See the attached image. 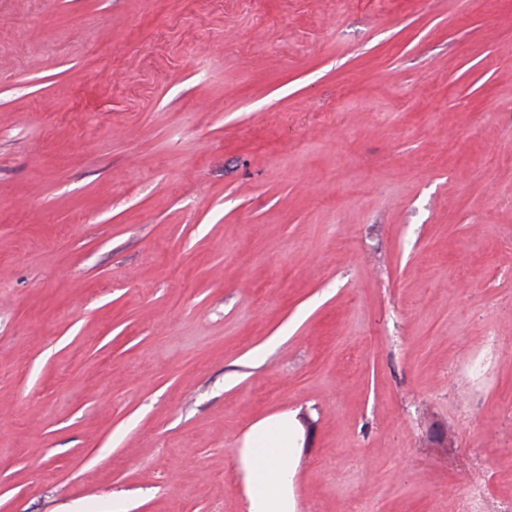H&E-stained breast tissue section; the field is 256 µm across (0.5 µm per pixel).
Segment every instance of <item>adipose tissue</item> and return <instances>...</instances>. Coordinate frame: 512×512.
<instances>
[{"label":"adipose tissue","mask_w":512,"mask_h":512,"mask_svg":"<svg viewBox=\"0 0 512 512\" xmlns=\"http://www.w3.org/2000/svg\"><path fill=\"white\" fill-rule=\"evenodd\" d=\"M294 431L295 420L286 412L261 419L248 431L241 462L249 512H294L289 467Z\"/></svg>","instance_id":"ef3b65f1"}]
</instances>
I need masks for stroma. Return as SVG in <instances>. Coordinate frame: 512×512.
Returning <instances> with one entry per match:
<instances>
[{
	"mask_svg": "<svg viewBox=\"0 0 512 512\" xmlns=\"http://www.w3.org/2000/svg\"><path fill=\"white\" fill-rule=\"evenodd\" d=\"M512 504V0H0V512ZM295 420L288 412L259 420L248 431L241 462L249 512H294L289 461Z\"/></svg>",
	"mask_w": 512,
	"mask_h": 512,
	"instance_id": "1",
	"label": "stroma"
}]
</instances>
